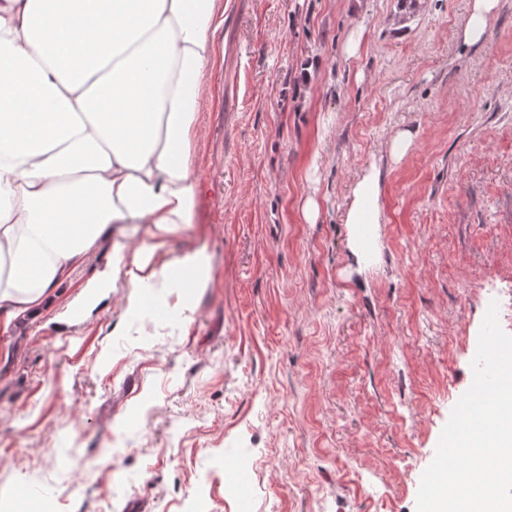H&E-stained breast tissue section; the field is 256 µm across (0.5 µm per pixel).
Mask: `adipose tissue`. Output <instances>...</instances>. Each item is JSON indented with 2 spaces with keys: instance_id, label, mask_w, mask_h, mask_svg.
I'll list each match as a JSON object with an SVG mask.
<instances>
[{
  "instance_id": "adipose-tissue-1",
  "label": "adipose tissue",
  "mask_w": 512,
  "mask_h": 512,
  "mask_svg": "<svg viewBox=\"0 0 512 512\" xmlns=\"http://www.w3.org/2000/svg\"><path fill=\"white\" fill-rule=\"evenodd\" d=\"M223 22L224 0H0V316L40 312L107 238L99 285L125 279L130 306L200 287L205 250L155 259L202 193L201 77ZM379 182L363 172L345 223H379Z\"/></svg>"
}]
</instances>
